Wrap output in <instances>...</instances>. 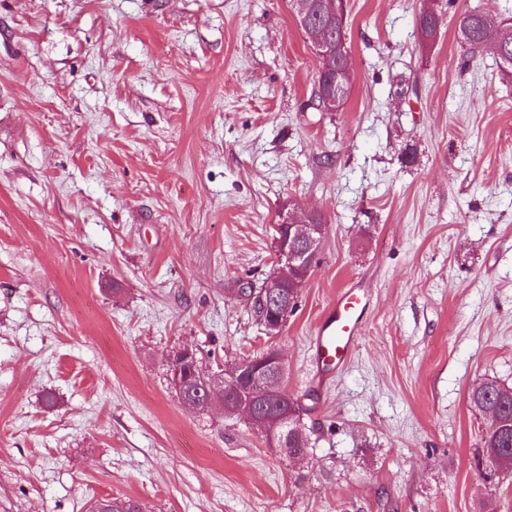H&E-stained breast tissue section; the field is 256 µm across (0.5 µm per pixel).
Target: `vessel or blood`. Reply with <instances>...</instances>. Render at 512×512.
Instances as JSON below:
<instances>
[{"label": "vessel or blood", "mask_w": 512, "mask_h": 512, "mask_svg": "<svg viewBox=\"0 0 512 512\" xmlns=\"http://www.w3.org/2000/svg\"><path fill=\"white\" fill-rule=\"evenodd\" d=\"M368 292L355 285L341 290L330 311L311 338V346L323 371L344 364L358 346Z\"/></svg>", "instance_id": "vessel-or-blood-1"}]
</instances>
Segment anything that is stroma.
Wrapping results in <instances>:
<instances>
[{"label":"stroma","mask_w":512,"mask_h":512,"mask_svg":"<svg viewBox=\"0 0 512 512\" xmlns=\"http://www.w3.org/2000/svg\"><path fill=\"white\" fill-rule=\"evenodd\" d=\"M475 7L512 19L347 0L351 96L306 112L292 0H0V512H512L468 401L512 386V71L465 59ZM290 209L325 230L270 336L241 289ZM350 284L371 308L320 386L310 338ZM183 347L206 375L278 348L307 456L187 407ZM425 10L421 11L416 18L417 39L420 48L423 50L432 49L441 39V31L438 21L436 28H433L428 24L425 16Z\"/></svg>","instance_id":"stroma-1"}]
</instances>
